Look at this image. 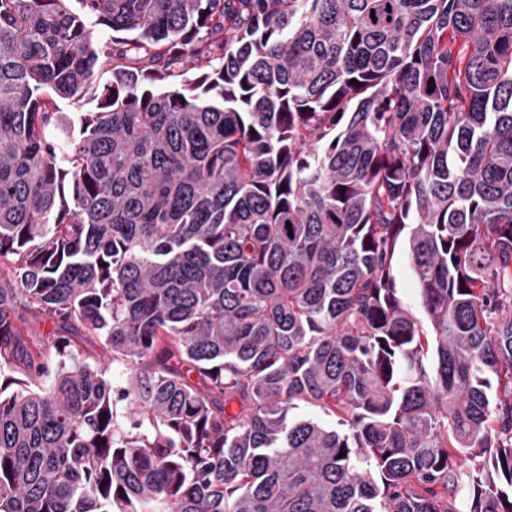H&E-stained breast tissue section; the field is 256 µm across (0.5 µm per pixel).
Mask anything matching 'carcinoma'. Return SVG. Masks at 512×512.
I'll return each instance as SVG.
<instances>
[{"label": "carcinoma", "mask_w": 512, "mask_h": 512, "mask_svg": "<svg viewBox=\"0 0 512 512\" xmlns=\"http://www.w3.org/2000/svg\"><path fill=\"white\" fill-rule=\"evenodd\" d=\"M0 264V512H512V0H0ZM408 229L401 236L394 256L391 275L398 291V296L404 305L414 314V316L425 326L427 325L425 313L421 307L418 293V285L412 273L411 266L407 259L405 238Z\"/></svg>", "instance_id": "carcinoma-1"}]
</instances>
